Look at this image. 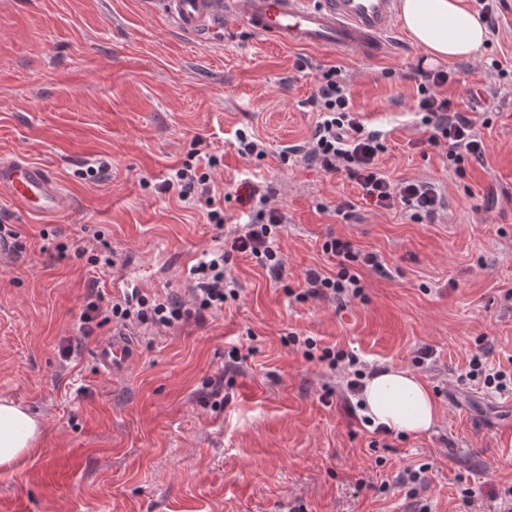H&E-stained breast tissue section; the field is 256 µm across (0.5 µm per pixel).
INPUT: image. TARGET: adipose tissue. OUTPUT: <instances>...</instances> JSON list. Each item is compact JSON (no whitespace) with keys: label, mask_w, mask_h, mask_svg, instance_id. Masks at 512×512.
I'll return each instance as SVG.
<instances>
[{"label":"adipose tissue","mask_w":512,"mask_h":512,"mask_svg":"<svg viewBox=\"0 0 512 512\" xmlns=\"http://www.w3.org/2000/svg\"><path fill=\"white\" fill-rule=\"evenodd\" d=\"M398 19L411 40L433 61L475 56L488 30L464 0H398ZM364 412L374 424L419 436L439 418L436 400L410 369L389 366L365 380ZM42 424L22 405L0 398V471L13 470L37 447Z\"/></svg>","instance_id":"ef3b65f1"}]
</instances>
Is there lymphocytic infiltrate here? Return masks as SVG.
<instances>
[{
  "label": "lymphocytic infiltrate",
  "mask_w": 512,
  "mask_h": 512,
  "mask_svg": "<svg viewBox=\"0 0 512 512\" xmlns=\"http://www.w3.org/2000/svg\"><path fill=\"white\" fill-rule=\"evenodd\" d=\"M425 84L418 87L416 109L423 112L426 123L435 133L432 142L446 140L454 163L481 158L485 145L472 121L460 112L456 103L439 94L450 75L444 70L426 73ZM314 104L319 113L314 133L302 156L303 162L328 172H342L361 188L363 199L376 206L390 208L402 205L411 218H433L442 207V197L434 184L427 181L394 184L379 167V156L385 146L379 134L367 130L351 100L346 78L337 70L322 71ZM221 155L204 153L197 162L184 163L164 180L162 192L177 190L180 201L193 204L208 192L210 173L220 166ZM268 195H258L254 207L258 219L250 224H237L229 229L228 247L205 252L191 268L193 288L190 299L173 294L146 296L138 292L124 296L107 306L88 303L81 318L90 322L118 323L126 328H143L163 333L189 321L204 320L206 315L223 312L227 302L238 296L236 281L227 270L229 252L251 256L274 279L285 272L283 258L274 245L275 236L286 222L282 212L269 209ZM324 253L337 260L338 272L328 275L318 269L307 270L304 277L305 296L342 299L359 286L358 267L381 269L378 254L355 250L351 241L341 238L326 240Z\"/></svg>",
  "instance_id": "1"
}]
</instances>
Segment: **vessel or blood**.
I'll use <instances>...</instances> for the list:
<instances>
[{
  "label": "vessel or blood",
  "instance_id": "obj_1",
  "mask_svg": "<svg viewBox=\"0 0 512 512\" xmlns=\"http://www.w3.org/2000/svg\"><path fill=\"white\" fill-rule=\"evenodd\" d=\"M183 34L196 36L243 24L278 44L344 52H376L396 23L397 0H156ZM0 197L33 215H62L71 202L43 165L0 159ZM138 356L124 331H113L94 351L99 372L118 377Z\"/></svg>",
  "mask_w": 512,
  "mask_h": 512
}]
</instances>
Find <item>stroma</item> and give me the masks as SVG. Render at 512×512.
<instances>
[{
  "label": "stroma",
  "mask_w": 512,
  "mask_h": 512,
  "mask_svg": "<svg viewBox=\"0 0 512 512\" xmlns=\"http://www.w3.org/2000/svg\"><path fill=\"white\" fill-rule=\"evenodd\" d=\"M475 58L443 62L442 96L486 145L457 172L413 107L431 62L395 27L378 53L289 48L248 31L192 38L152 0H0V156L46 166L72 201L38 217L0 198L20 251L0 254V397L44 423L39 449L0 471L19 512H505L512 503V396L465 374L472 355L512 374V0ZM339 68L392 183L425 180L447 206L417 222L366 203L345 174L302 162L320 71ZM267 155L238 154L234 133ZM218 152L211 195L247 221L248 188L288 216L286 266L271 279L230 260L239 297L156 336L117 378L95 367L112 324L80 316L111 288L89 286L75 251L86 228L114 272L141 264L144 294L189 297V268L216 246L205 203L162 193L192 149ZM105 167L103 178L86 174ZM378 252L345 302L303 298L304 274H336L322 246ZM354 355L364 372L414 369L440 417L427 433H377L341 396L346 369L306 357L294 337ZM430 355L422 365L413 359ZM244 359L234 363L233 351ZM420 470L412 483L408 473Z\"/></svg>",
  "instance_id": "1"
}]
</instances>
